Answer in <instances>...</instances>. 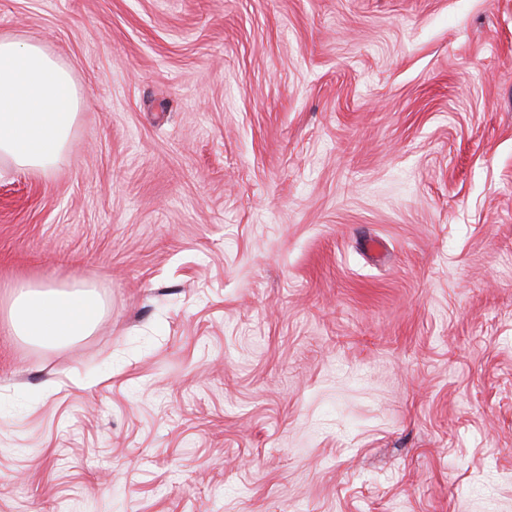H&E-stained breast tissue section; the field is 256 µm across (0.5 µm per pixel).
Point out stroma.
I'll use <instances>...</instances> for the list:
<instances>
[{
  "label": "stroma",
  "mask_w": 512,
  "mask_h": 512,
  "mask_svg": "<svg viewBox=\"0 0 512 512\" xmlns=\"http://www.w3.org/2000/svg\"><path fill=\"white\" fill-rule=\"evenodd\" d=\"M84 100L0 177V512H512V0H0ZM10 288L4 328L41 346H60L87 336L102 315L101 299L82 282L55 285L21 279Z\"/></svg>",
  "instance_id": "35a3bbf8"
}]
</instances>
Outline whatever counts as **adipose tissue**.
Listing matches in <instances>:
<instances>
[{
    "label": "adipose tissue",
    "instance_id": "adipose-tissue-1",
    "mask_svg": "<svg viewBox=\"0 0 512 512\" xmlns=\"http://www.w3.org/2000/svg\"><path fill=\"white\" fill-rule=\"evenodd\" d=\"M83 101L70 71L42 45L0 37V176H44L64 159ZM102 302L87 284L16 281L7 332L54 347L88 335Z\"/></svg>",
    "mask_w": 512,
    "mask_h": 512
}]
</instances>
